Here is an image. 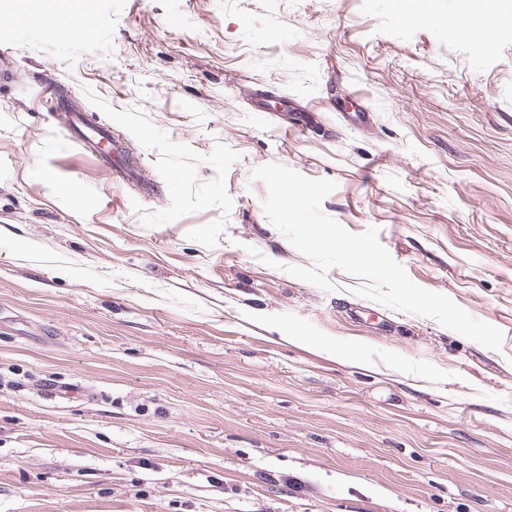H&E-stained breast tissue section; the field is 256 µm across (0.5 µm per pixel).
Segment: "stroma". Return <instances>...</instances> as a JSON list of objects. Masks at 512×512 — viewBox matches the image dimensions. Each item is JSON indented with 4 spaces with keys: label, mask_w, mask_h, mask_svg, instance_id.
<instances>
[{
    "label": "stroma",
    "mask_w": 512,
    "mask_h": 512,
    "mask_svg": "<svg viewBox=\"0 0 512 512\" xmlns=\"http://www.w3.org/2000/svg\"><path fill=\"white\" fill-rule=\"evenodd\" d=\"M42 8L0 0V512H512V0L487 49L460 0H94L88 39ZM237 74L325 109L255 121ZM45 77L145 182L69 145ZM271 162L500 351L290 276Z\"/></svg>",
    "instance_id": "35a3bbf8"
}]
</instances>
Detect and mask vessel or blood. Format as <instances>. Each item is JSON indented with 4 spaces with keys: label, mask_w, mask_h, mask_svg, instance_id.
Here are the masks:
<instances>
[{
    "label": "vessel or blood",
    "mask_w": 512,
    "mask_h": 512,
    "mask_svg": "<svg viewBox=\"0 0 512 512\" xmlns=\"http://www.w3.org/2000/svg\"><path fill=\"white\" fill-rule=\"evenodd\" d=\"M63 128L70 142L96 156L102 169L115 182L126 184L141 180L142 170L139 165L128 162L124 143L112 139L106 129L88 127L83 109L76 107L67 110Z\"/></svg>",
    "instance_id": "b4317fda"
}]
</instances>
